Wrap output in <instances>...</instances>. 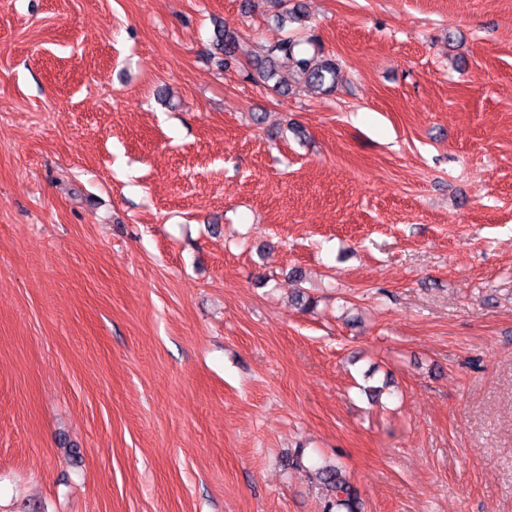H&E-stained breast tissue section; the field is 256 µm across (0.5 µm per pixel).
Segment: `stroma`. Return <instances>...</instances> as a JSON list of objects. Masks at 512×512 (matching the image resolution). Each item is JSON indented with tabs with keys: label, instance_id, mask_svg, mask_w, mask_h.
Masks as SVG:
<instances>
[{
	"label": "stroma",
	"instance_id": "stroma-1",
	"mask_svg": "<svg viewBox=\"0 0 512 512\" xmlns=\"http://www.w3.org/2000/svg\"><path fill=\"white\" fill-rule=\"evenodd\" d=\"M299 2L0 0V512H512V0ZM236 43L237 36L234 34L226 33L224 29L219 27L214 31L212 46L215 55L219 58L220 65L224 68L230 67L232 63ZM302 40L287 35L280 41L265 45L255 60L256 69L266 79L275 74V61L282 57L288 60L292 69L303 78L312 89L321 92H332L337 85L340 67L336 58L324 55L320 49L313 52L300 49ZM317 480L330 491L324 512H358L359 498L357 490L349 482L337 465L319 467L315 473Z\"/></svg>",
	"mask_w": 512,
	"mask_h": 512
}]
</instances>
